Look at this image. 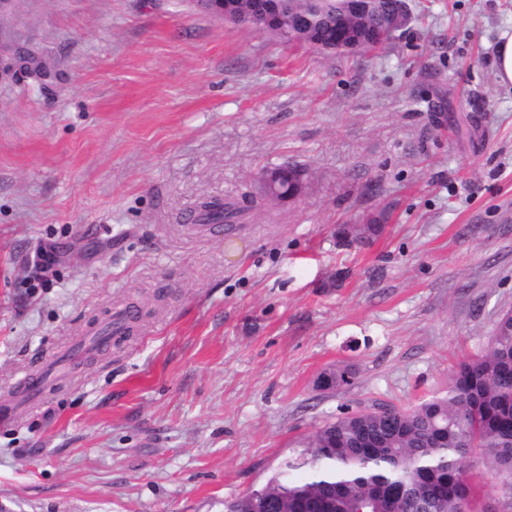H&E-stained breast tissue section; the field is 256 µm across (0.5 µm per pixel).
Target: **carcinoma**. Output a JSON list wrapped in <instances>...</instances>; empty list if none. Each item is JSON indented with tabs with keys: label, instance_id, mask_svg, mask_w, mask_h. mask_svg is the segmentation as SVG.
Returning a JSON list of instances; mask_svg holds the SVG:
<instances>
[{
	"label": "carcinoma",
	"instance_id": "cac0c4a2",
	"mask_svg": "<svg viewBox=\"0 0 512 512\" xmlns=\"http://www.w3.org/2000/svg\"><path fill=\"white\" fill-rule=\"evenodd\" d=\"M225 21L253 29L255 15L270 9L279 26L310 15L321 46L334 41L345 22L363 39L352 52L381 45L376 31L382 17L349 16L340 0H235ZM296 170L283 169L279 197L298 190ZM253 201L203 198L199 224H242ZM383 225L345 224L336 231L343 242L366 244ZM484 465L499 481L512 512V310L495 322L486 351L459 364L448 388L411 408L386 405L346 413L325 422L268 477L264 486L224 500V512H323L320 504L336 497V512H362L373 501L379 512H416L417 498L435 512H485L474 507L468 470Z\"/></svg>",
	"mask_w": 512,
	"mask_h": 512
}]
</instances>
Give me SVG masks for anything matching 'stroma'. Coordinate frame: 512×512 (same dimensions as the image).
I'll return each mask as SVG.
<instances>
[{"label": "stroma", "instance_id": "1", "mask_svg": "<svg viewBox=\"0 0 512 512\" xmlns=\"http://www.w3.org/2000/svg\"><path fill=\"white\" fill-rule=\"evenodd\" d=\"M336 56L194 0L0 12V404L130 303L131 335L0 425V512H224L343 412L444 390L512 309V0H413ZM39 70L13 67L16 48ZM299 192L198 228L202 196ZM382 216L366 245L342 224ZM52 249L49 268L37 255ZM350 368L351 384L317 389ZM495 63L499 82L512 85V36L498 47Z\"/></svg>", "mask_w": 512, "mask_h": 512}]
</instances>
